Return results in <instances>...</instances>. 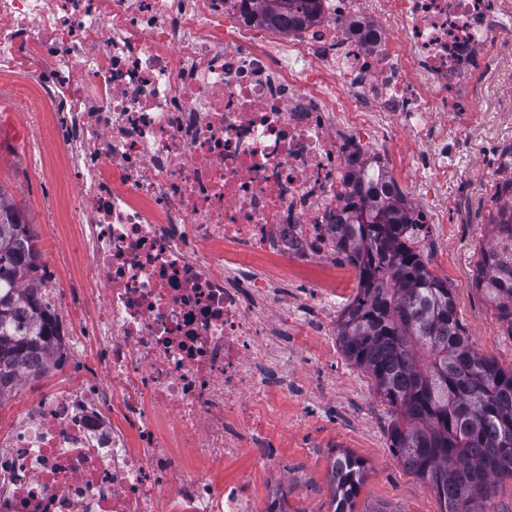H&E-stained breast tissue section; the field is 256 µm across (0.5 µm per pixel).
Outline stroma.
Instances as JSON below:
<instances>
[{"label":"stroma","mask_w":512,"mask_h":512,"mask_svg":"<svg viewBox=\"0 0 512 512\" xmlns=\"http://www.w3.org/2000/svg\"><path fill=\"white\" fill-rule=\"evenodd\" d=\"M503 60L482 85L479 100L465 131L469 148L450 163L448 221L429 224L418 231L414 246L428 269L453 288L457 317L474 347L506 370L512 369V327L500 319L497 309L472 286L481 249L500 248L492 224L498 212L512 208V197L500 196L481 173L495 170L501 180L512 178L502 168L499 151L512 145V40L497 46ZM27 117L11 104L0 105V190L20 210L30 225L37 245H44L48 229V201H56L57 216L69 208L70 189L61 173L62 162L51 145H44V164L52 179L41 172L21 174L15 151ZM494 142V152L484 150ZM325 279L324 268H289V280L281 290L283 307L301 308L299 324L310 331L308 343H290L279 367L288 373L289 393L274 396L280 414L274 437L278 447L276 468L254 466L250 459L234 458L223 464L224 478L234 481L249 476L263 508L279 512H331L330 475L333 461L350 454L364 463L365 476L356 500L358 512L365 506L385 503L394 512H440L435 494L403 467L390 446L389 425L393 410L380 396L371 379L344 354L335 361L322 360L319 346L336 343V336L320 337L312 330L320 324V309L301 305L294 280L299 276ZM310 395L321 409L334 414L325 425L300 412L296 397Z\"/></svg>","instance_id":"1"}]
</instances>
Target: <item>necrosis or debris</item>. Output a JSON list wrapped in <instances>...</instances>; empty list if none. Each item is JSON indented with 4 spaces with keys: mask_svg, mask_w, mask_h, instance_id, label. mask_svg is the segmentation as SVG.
<instances>
[{
    "mask_svg": "<svg viewBox=\"0 0 512 512\" xmlns=\"http://www.w3.org/2000/svg\"><path fill=\"white\" fill-rule=\"evenodd\" d=\"M0 0V71L30 94L19 167L49 129L73 185L78 277L34 293L66 321L57 385L0 426V512H259L241 453L276 467L268 402L295 319L278 269L332 262L355 174L448 221L512 0ZM263 22L273 27L302 26L310 21L315 12L316 0H263Z\"/></svg>",
    "mask_w": 512,
    "mask_h": 512,
    "instance_id": "4bbe7bcc",
    "label": "necrosis or debris"
}]
</instances>
